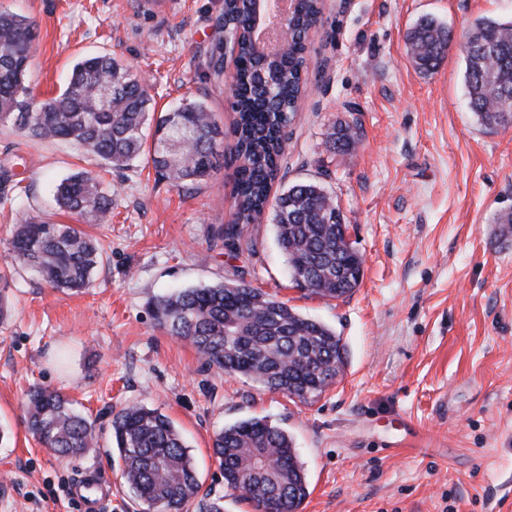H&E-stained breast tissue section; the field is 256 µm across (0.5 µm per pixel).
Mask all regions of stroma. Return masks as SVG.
Listing matches in <instances>:
<instances>
[{
  "instance_id": "35a3bbf8",
  "label": "stroma",
  "mask_w": 512,
  "mask_h": 512,
  "mask_svg": "<svg viewBox=\"0 0 512 512\" xmlns=\"http://www.w3.org/2000/svg\"><path fill=\"white\" fill-rule=\"evenodd\" d=\"M38 24L28 74L38 98L59 94L74 63L112 54L140 75L156 112L204 104L233 144L224 0H0ZM454 42L420 72L406 35L423 17ZM512 19V0H322L308 36L310 83L288 130L272 192L320 183L363 259L353 292L323 299L294 284L272 221L244 224L235 249L212 232L235 211V166L186 191L156 181L145 160L105 173L112 222L89 226L103 261L82 294L49 288L15 266L0 323V512H84L85 471L112 485L102 512H142L109 460L108 439L61 459L23 423L32 385L61 389L107 426L142 404L168 416L193 457L202 493L224 512H254L224 485L215 434L259 417L291 435L308 481L300 512H512V126L481 128L467 106L461 45L475 19ZM222 58L225 74L208 64ZM351 127L344 153L328 132ZM103 173L80 146L36 141L0 124V252L33 216L72 223L54 201L72 173ZM23 182L26 194H16ZM242 280L339 334L342 374L308 402L206 365L159 328L154 297ZM423 437L398 448L405 429Z\"/></svg>"
}]
</instances>
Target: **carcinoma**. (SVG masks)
Returning a JSON list of instances; mask_svg holds the SVG:
<instances>
[{
	"label": "carcinoma",
	"mask_w": 512,
	"mask_h": 512,
	"mask_svg": "<svg viewBox=\"0 0 512 512\" xmlns=\"http://www.w3.org/2000/svg\"><path fill=\"white\" fill-rule=\"evenodd\" d=\"M320 14V0H297L283 55L268 61L251 37V0H224V38L235 55L237 114L235 222L213 232L233 249L240 225L258 224L267 208L279 247L296 285L327 298L348 295L359 285L362 258L346 242L347 224L334 198L318 183H299L270 201L272 182L288 140V128L308 81L307 35ZM36 23L0 12V123L30 139H70L121 168L138 157L152 127L147 163L159 180L194 189L217 172L224 156V131L211 112L187 101L150 113L142 78L109 54L77 61L55 97L39 100L26 85V69L37 49ZM410 54L423 70L437 66L450 48L449 29L421 19L408 34ZM469 107L485 127L512 125V20L477 21L461 46ZM355 143L351 128L327 136L332 153ZM58 205L86 224H108L112 189L102 176L77 173L56 188ZM103 256L97 243L75 224L31 218L18 225L3 264L36 271L51 287L80 292ZM156 324L190 342L210 366L248 376L267 388L305 401L336 381L346 360L340 336L284 301L244 281L189 288L152 304ZM29 433L65 458L78 459L98 446L101 429L72 408L62 391L40 385L27 393ZM111 442L122 461L121 477L142 504L157 512H184L199 482L180 431L156 409L132 405L110 422ZM224 485L256 512H299L308 484L292 437L263 418L224 428L213 439Z\"/></svg>",
	"instance_id": "carcinoma-1"
}]
</instances>
